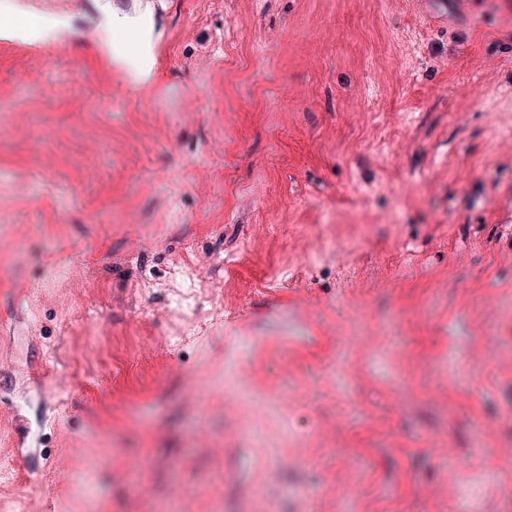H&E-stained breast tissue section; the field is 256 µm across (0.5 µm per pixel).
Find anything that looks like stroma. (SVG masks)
Segmentation results:
<instances>
[{
  "instance_id": "35a3bbf8",
  "label": "stroma",
  "mask_w": 512,
  "mask_h": 512,
  "mask_svg": "<svg viewBox=\"0 0 512 512\" xmlns=\"http://www.w3.org/2000/svg\"><path fill=\"white\" fill-rule=\"evenodd\" d=\"M0 13L67 34H0V512H45L37 481L54 512H512V0ZM51 343L104 377L59 389ZM243 398L269 407L230 429ZM121 45L119 44L116 46V49L118 51V57L125 62H127L135 71V74L139 78H145V73L143 69L140 68V57L143 56L144 52L141 50L140 47H126V48H120V46L124 44H129L135 41V39L131 36H128L126 34H121Z\"/></svg>"
}]
</instances>
